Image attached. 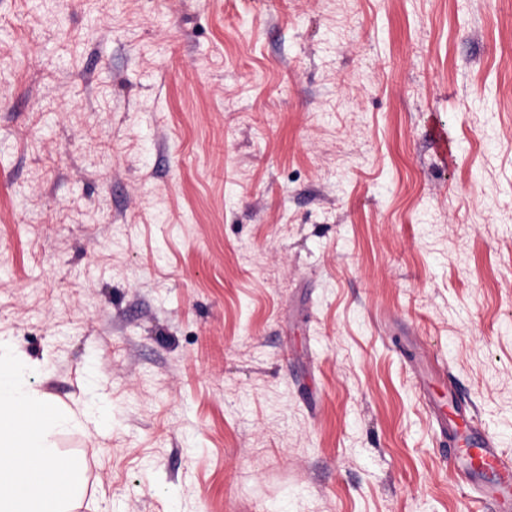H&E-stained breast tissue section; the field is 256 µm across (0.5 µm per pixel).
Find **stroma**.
<instances>
[{"label":"stroma","mask_w":512,"mask_h":512,"mask_svg":"<svg viewBox=\"0 0 512 512\" xmlns=\"http://www.w3.org/2000/svg\"><path fill=\"white\" fill-rule=\"evenodd\" d=\"M0 336L109 412L76 512H475L434 415L512 454V0H0Z\"/></svg>","instance_id":"obj_1"}]
</instances>
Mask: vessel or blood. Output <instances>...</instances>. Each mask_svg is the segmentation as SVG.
I'll list each match as a JSON object with an SVG mask.
<instances>
[{"mask_svg": "<svg viewBox=\"0 0 512 512\" xmlns=\"http://www.w3.org/2000/svg\"><path fill=\"white\" fill-rule=\"evenodd\" d=\"M458 432L447 458L462 484L492 512H512V456L505 454L471 411L456 412Z\"/></svg>", "mask_w": 512, "mask_h": 512, "instance_id": "vessel-or-blood-1", "label": "vessel or blood"}]
</instances>
